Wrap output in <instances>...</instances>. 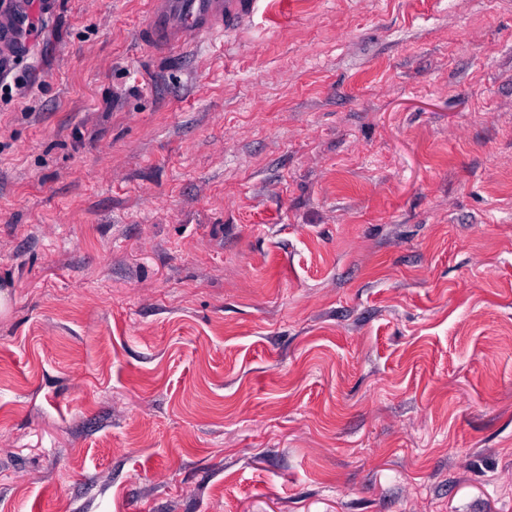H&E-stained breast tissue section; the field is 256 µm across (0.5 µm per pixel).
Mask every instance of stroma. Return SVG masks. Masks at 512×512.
I'll use <instances>...</instances> for the list:
<instances>
[{
	"instance_id": "obj_1",
	"label": "stroma",
	"mask_w": 512,
	"mask_h": 512,
	"mask_svg": "<svg viewBox=\"0 0 512 512\" xmlns=\"http://www.w3.org/2000/svg\"><path fill=\"white\" fill-rule=\"evenodd\" d=\"M147 10L0 97V512H512V0ZM259 0H150L141 34L152 49L175 51L193 38H213L247 22Z\"/></svg>"
}]
</instances>
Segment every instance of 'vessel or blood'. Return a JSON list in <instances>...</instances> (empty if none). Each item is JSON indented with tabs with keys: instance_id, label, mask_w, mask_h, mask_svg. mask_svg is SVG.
I'll list each match as a JSON object with an SVG mask.
<instances>
[{
	"instance_id": "1",
	"label": "vessel or blood",
	"mask_w": 512,
	"mask_h": 512,
	"mask_svg": "<svg viewBox=\"0 0 512 512\" xmlns=\"http://www.w3.org/2000/svg\"><path fill=\"white\" fill-rule=\"evenodd\" d=\"M259 0H150L141 34L152 49L175 51L194 38H213L239 27Z\"/></svg>"
}]
</instances>
